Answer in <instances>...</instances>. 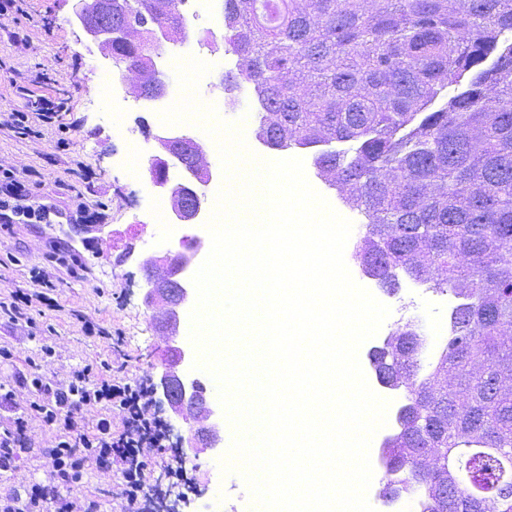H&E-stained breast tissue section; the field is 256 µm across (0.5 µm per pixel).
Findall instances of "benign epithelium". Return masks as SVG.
Wrapping results in <instances>:
<instances>
[{
    "label": "benign epithelium",
    "mask_w": 512,
    "mask_h": 512,
    "mask_svg": "<svg viewBox=\"0 0 512 512\" xmlns=\"http://www.w3.org/2000/svg\"><path fill=\"white\" fill-rule=\"evenodd\" d=\"M109 8L106 0H76L74 7V20L82 29L86 39L95 44L100 52L104 64L114 60L112 43L117 39L130 38L133 28L116 29L106 23H98L96 19ZM170 31L159 25L150 27L146 33L145 41L151 46V63L148 68L138 71L139 79L135 86L125 89V93L135 98L146 94L152 100H159L166 95L167 85L162 78V71L158 68L157 60L162 57L164 45L170 42ZM155 139L159 145V154L153 156L152 161L160 167L168 166V159L174 156L172 147L179 146L195 163H200L198 148L202 144L195 138L187 135H176L165 131L157 134ZM187 176L175 184L166 179L152 182V186L160 188L168 194L174 195L171 203L173 218L180 224H193L202 211L204 195L200 187L208 184L211 179L210 170L201 167L191 169L184 167ZM203 244L196 249L178 255L177 262H172L168 255L155 256L146 261L154 265L159 273L147 279V288L143 295L144 304L149 307H158L164 316V334L169 336L168 343L173 351V360L163 366L153 381V391L157 402L168 405L171 413L177 417H185L191 413L199 416L197 424L205 429V439H200L194 433L188 437L179 436L177 445L193 454L204 449L218 451L224 447V409L217 403L207 401L198 388L200 380L194 376L195 361L191 347L180 339V326L192 310L195 296L194 289L190 288L184 280V273L197 259ZM403 432H398L384 443L382 453L386 459L387 469L394 468L397 449L393 445L401 442Z\"/></svg>",
    "instance_id": "7a95c632"
}]
</instances>
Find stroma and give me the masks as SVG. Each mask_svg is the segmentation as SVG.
<instances>
[{"instance_id": "obj_1", "label": "stroma", "mask_w": 512, "mask_h": 512, "mask_svg": "<svg viewBox=\"0 0 512 512\" xmlns=\"http://www.w3.org/2000/svg\"><path fill=\"white\" fill-rule=\"evenodd\" d=\"M71 0H26L23 12L0 16V118L24 110L25 101L11 85L12 79L50 75V82L36 84L35 94L63 99V121L69 132L67 148H60V134L43 128L40 138L21 140L0 130V164L28 171L30 198L56 204L70 216L67 224H11L0 227V293L26 288L29 271L53 265L58 247L78 254L81 266L54 288L57 308L31 310L30 330L12 331L0 324V344L13 353L0 362V382L15 374L40 372L58 381L87 364L112 359L109 340L85 333L81 320L89 318L110 333L122 336L127 355L126 375L132 380L154 377L168 356L160 312L146 307L142 286L147 277L144 259L174 251L169 224L158 221L159 206L169 205L168 195L154 190L147 168L159 151L155 140L163 123L149 100L123 92L108 97L100 91L104 67L94 46L72 22ZM209 15L188 19L187 48L202 47L211 66L198 85L199 100L233 98V108L223 119L240 124L250 150L265 154L258 141L253 91L248 84L222 86L233 74L225 64L222 4L210 0ZM380 300L391 309L378 336L365 341L358 360L370 388L379 383L369 352L383 345L387 336L408 323H419L433 353L446 342L440 333L448 324L455 297L449 288L402 281L394 292L380 291ZM54 346L53 358H44L43 345ZM26 434L33 448L16 469L0 477V492L29 481L47 482L50 462L39 449L51 445L55 433L37 416H29ZM221 459L212 452L185 460L187 478L178 485L159 480L167 505L177 512H200L212 497H220L222 512H255L239 471L223 472Z\"/></svg>"}]
</instances>
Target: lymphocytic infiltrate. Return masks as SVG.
<instances>
[{
  "mask_svg": "<svg viewBox=\"0 0 512 512\" xmlns=\"http://www.w3.org/2000/svg\"><path fill=\"white\" fill-rule=\"evenodd\" d=\"M64 105L38 96L25 112L13 113L7 128L14 137L26 139L38 128L50 126L65 131ZM28 186L14 171L0 165V218L8 214L25 217L28 223L43 221V209L27 206ZM58 271H30L29 286L0 294V317L15 326L29 323L32 308L52 305L49 292L60 281L66 258L57 261ZM29 398L19 401L13 389L0 384V413L10 415L9 426L0 428V474L12 472L18 457L29 452L25 416L35 411L55 433L54 444L43 449L53 473L48 483L20 484L0 494V512H95L93 500L71 496L87 469H116L120 476V512H148L155 474L183 480L186 468L169 441V427L160 415L149 381L126 379L123 366L84 365L73 369L67 381L41 374L23 377ZM104 409L93 428H86L83 412Z\"/></svg>",
  "mask_w": 512,
  "mask_h": 512,
  "instance_id": "f902f5d3",
  "label": "lymphocytic infiltrate"
}]
</instances>
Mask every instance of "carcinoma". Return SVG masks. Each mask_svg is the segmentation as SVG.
<instances>
[{
    "mask_svg": "<svg viewBox=\"0 0 512 512\" xmlns=\"http://www.w3.org/2000/svg\"><path fill=\"white\" fill-rule=\"evenodd\" d=\"M180 2L130 0L107 22L177 39ZM252 2L224 0V28L259 135L350 144L314 164L368 220L362 266L389 291L403 272L461 299L423 381L416 350L372 355L422 414L401 453L435 457L410 464L447 482L444 512H512V0H268L266 18ZM112 51L145 58L140 39Z\"/></svg>",
    "mask_w": 512,
    "mask_h": 512,
    "instance_id": "carcinoma-1",
    "label": "carcinoma"
}]
</instances>
